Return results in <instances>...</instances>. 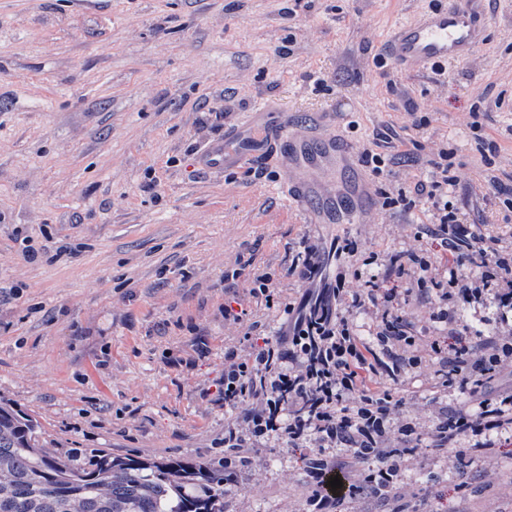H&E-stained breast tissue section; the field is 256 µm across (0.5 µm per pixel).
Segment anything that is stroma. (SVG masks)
I'll list each match as a JSON object with an SVG mask.
<instances>
[{"label":"stroma","instance_id":"obj_1","mask_svg":"<svg viewBox=\"0 0 512 512\" xmlns=\"http://www.w3.org/2000/svg\"><path fill=\"white\" fill-rule=\"evenodd\" d=\"M442 0H0V397L46 441L116 456L210 460L237 411L217 396L224 350L251 322L279 329L305 284L288 256L336 238L445 266L424 198L383 197L446 157L448 206L512 245V0H479L487 37L468 59L399 69L393 27ZM259 111L344 139L371 208L308 224L277 189V153L211 174L199 154ZM386 164L373 174L366 153ZM272 278L273 304L251 297ZM237 294L245 321L224 317ZM420 431L471 404L430 366L395 391ZM303 451L269 440L224 512H304ZM460 483L447 456L409 457L392 497L416 512H512V431Z\"/></svg>","mask_w":512,"mask_h":512}]
</instances>
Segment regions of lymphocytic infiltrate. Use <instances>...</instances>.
Segmentation results:
<instances>
[{
    "mask_svg": "<svg viewBox=\"0 0 512 512\" xmlns=\"http://www.w3.org/2000/svg\"><path fill=\"white\" fill-rule=\"evenodd\" d=\"M432 168L429 180L400 190L385 204L396 206L412 193L430 201L433 233L448 254L447 273L417 253H374L363 259L353 242H333L326 252L304 244L292 256L288 272L309 287L298 301L285 305L278 335L267 336L254 322L241 340L251 350L249 358L240 359L236 348L225 349L224 405L243 410L241 421L224 425V445L232 450L224 460L226 476L248 467L247 449L265 438L276 435L295 448L312 439L319 448L342 449L362 468L353 488L327 492L323 478L338 472V465L317 451L306 455L320 462L309 472L307 512H343L347 492L387 497L406 455L422 448L436 455L451 450L464 469L494 448L495 434L512 426V392L492 396L487 391L497 377H512V330L470 334L454 329L459 308L486 297L512 309V253L499 249L496 236L459 222L448 208V168L439 162ZM330 258L352 266L360 261L374 265L378 273L352 295L341 279L326 277ZM393 276L407 278L411 294L433 298L432 319L454 329L451 343L437 336L429 342L438 385H471L476 402L472 408L438 409L425 437L413 421L394 419L399 403L392 388L402 372L419 367L422 359L411 350L415 338L397 310V290L384 285ZM368 302L385 306L372 346L362 342L348 316L350 307Z\"/></svg>",
    "mask_w": 512,
    "mask_h": 512,
    "instance_id": "1",
    "label": "lymphocytic infiltrate"
}]
</instances>
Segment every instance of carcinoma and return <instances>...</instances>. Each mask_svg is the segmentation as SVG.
I'll return each instance as SVG.
<instances>
[{
    "instance_id": "1",
    "label": "carcinoma",
    "mask_w": 512,
    "mask_h": 512,
    "mask_svg": "<svg viewBox=\"0 0 512 512\" xmlns=\"http://www.w3.org/2000/svg\"><path fill=\"white\" fill-rule=\"evenodd\" d=\"M0 512H224V454L201 464L58 448L0 401Z\"/></svg>"
}]
</instances>
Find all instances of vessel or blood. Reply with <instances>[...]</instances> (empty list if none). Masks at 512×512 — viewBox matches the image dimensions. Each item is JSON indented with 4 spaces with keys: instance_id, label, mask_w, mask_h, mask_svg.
Segmentation results:
<instances>
[{
    "instance_id": "1",
    "label": "vessel or blood",
    "mask_w": 512,
    "mask_h": 512,
    "mask_svg": "<svg viewBox=\"0 0 512 512\" xmlns=\"http://www.w3.org/2000/svg\"><path fill=\"white\" fill-rule=\"evenodd\" d=\"M478 0H448L446 6L415 14L399 24L387 50L402 71L419 73L437 62L454 63L472 56L484 41V28L476 8ZM253 128L251 142L242 144L233 135L213 143L198 164L210 171L243 163L266 147H273L281 159L287 179L280 190L289 203L297 204L311 195L330 198L334 214L305 213L309 224H325L343 218L369 200L363 183L338 182L351 163L349 145L336 135L306 133L282 125L260 127L255 115L245 117Z\"/></svg>"
}]
</instances>
